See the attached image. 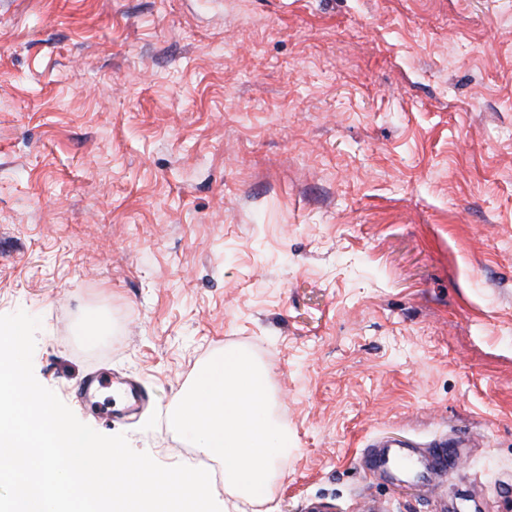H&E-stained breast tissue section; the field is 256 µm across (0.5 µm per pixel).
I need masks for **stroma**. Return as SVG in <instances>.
<instances>
[{"label": "stroma", "mask_w": 512, "mask_h": 512, "mask_svg": "<svg viewBox=\"0 0 512 512\" xmlns=\"http://www.w3.org/2000/svg\"><path fill=\"white\" fill-rule=\"evenodd\" d=\"M164 466L214 351L263 365L277 512H512V0H0V315ZM111 334L90 347L89 312ZM148 396L111 415L92 372ZM466 438L395 479L374 438Z\"/></svg>", "instance_id": "obj_1"}]
</instances>
